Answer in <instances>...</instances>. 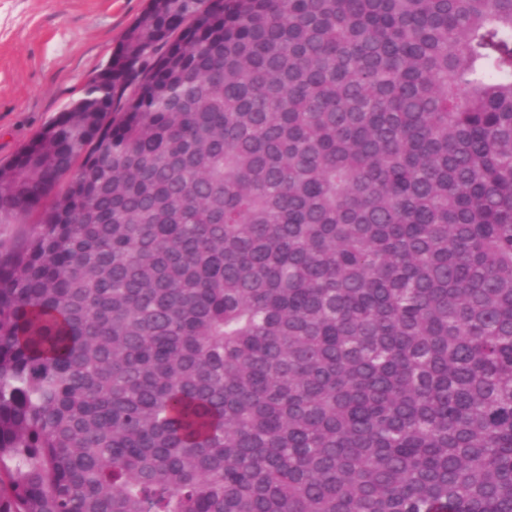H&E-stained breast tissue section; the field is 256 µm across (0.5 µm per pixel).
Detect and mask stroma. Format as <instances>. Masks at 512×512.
I'll return each mask as SVG.
<instances>
[{"label":"stroma","mask_w":512,"mask_h":512,"mask_svg":"<svg viewBox=\"0 0 512 512\" xmlns=\"http://www.w3.org/2000/svg\"><path fill=\"white\" fill-rule=\"evenodd\" d=\"M149 0H0V164L81 97Z\"/></svg>","instance_id":"35a3bbf8"}]
</instances>
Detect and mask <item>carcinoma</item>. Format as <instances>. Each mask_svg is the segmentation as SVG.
<instances>
[{
  "mask_svg": "<svg viewBox=\"0 0 512 512\" xmlns=\"http://www.w3.org/2000/svg\"><path fill=\"white\" fill-rule=\"evenodd\" d=\"M34 212L0 512H512V0H150Z\"/></svg>",
  "mask_w": 512,
  "mask_h": 512,
  "instance_id": "cac0c4a2",
  "label": "carcinoma"
}]
</instances>
